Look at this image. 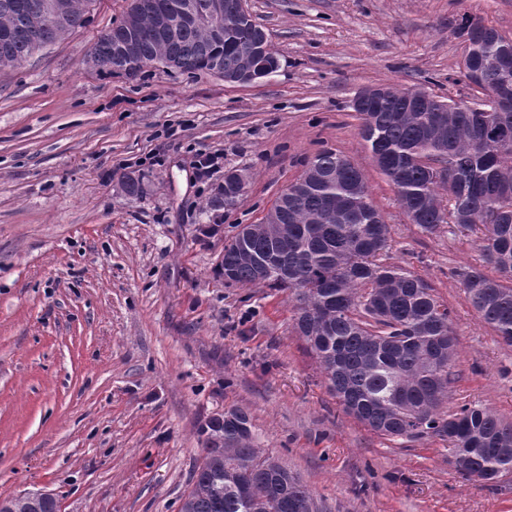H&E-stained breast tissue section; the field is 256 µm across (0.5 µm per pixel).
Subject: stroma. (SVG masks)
Segmentation results:
<instances>
[{
    "instance_id": "obj_1",
    "label": "stroma",
    "mask_w": 512,
    "mask_h": 512,
    "mask_svg": "<svg viewBox=\"0 0 512 512\" xmlns=\"http://www.w3.org/2000/svg\"><path fill=\"white\" fill-rule=\"evenodd\" d=\"M246 6L279 60L253 84L87 67L129 0H90L83 27L0 70V501L42 489L60 512H180L200 427L236 407L253 446L325 512H512V474L465 481L447 443L390 441L345 415L294 330L292 294L219 273L240 226L261 223L319 151H340L391 226L387 263L450 310L458 355L444 410L479 405L512 424V346L458 278L481 265L479 240L410 224L351 105L368 86L470 100L455 27L473 15L512 38V0ZM200 150L247 174L235 206L210 207L224 176L196 179Z\"/></svg>"
}]
</instances>
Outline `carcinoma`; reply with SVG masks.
<instances>
[{
    "mask_svg": "<svg viewBox=\"0 0 512 512\" xmlns=\"http://www.w3.org/2000/svg\"><path fill=\"white\" fill-rule=\"evenodd\" d=\"M49 0H0V69L12 68L85 24L89 0H63L61 15L31 11ZM175 6V32L160 36L156 13L127 12L92 48L86 64L99 72L133 79L152 62L171 73L197 75L238 69L239 43L253 32L239 27L217 35L199 23L214 0H165ZM136 31L138 57L121 59L118 46ZM506 51L479 47L468 57L464 77L490 96L500 72L481 55ZM388 88L366 103L359 134L388 177L410 223L428 235L444 225L480 235L484 263L498 277L471 267L461 273L466 297L501 340L512 346V153L502 154L488 130L512 139V108L488 116L459 112L448 101L442 124L426 129L419 112L401 111L410 91ZM313 185L288 198L284 227L247 224L250 247L266 256L259 266L235 241L224 245V281L289 290L295 295V330L322 371L344 412L388 438L438 437L450 445L455 467L467 481L487 483L512 471V426L490 410L464 405L442 410L455 382L456 337L448 307L421 278L380 262L390 247V228L379 210L363 224L349 208L369 198L361 169L342 153L326 149L310 161ZM448 192L442 199L440 190ZM251 419L232 408L200 429L203 454L181 512H318L312 493L278 458L250 443ZM0 512H59L52 493L25 492Z\"/></svg>",
    "mask_w": 512,
    "mask_h": 512,
    "instance_id": "obj_1",
    "label": "carcinoma"
}]
</instances>
